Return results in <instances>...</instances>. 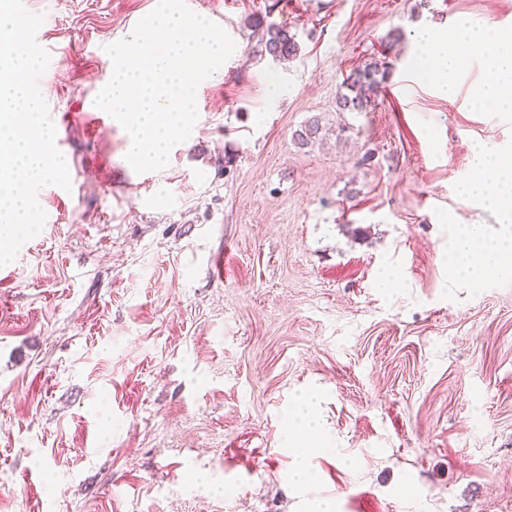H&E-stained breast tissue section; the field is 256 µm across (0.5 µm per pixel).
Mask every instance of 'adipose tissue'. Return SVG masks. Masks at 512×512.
<instances>
[{
	"label": "adipose tissue",
	"instance_id": "1",
	"mask_svg": "<svg viewBox=\"0 0 512 512\" xmlns=\"http://www.w3.org/2000/svg\"><path fill=\"white\" fill-rule=\"evenodd\" d=\"M420 59L430 64L431 77L448 94L455 79L473 56L485 59V74L476 91L479 108L512 112V31H496L468 25L453 36L424 29L418 34ZM474 177L464 187L469 198L498 212L503 223L512 224V156L476 149ZM451 269L455 277L477 284L490 278H512V234H496L481 224L459 225L450 245ZM313 427L309 415L290 413L289 431L297 459L292 479L302 483L309 476L307 459L312 454L309 438Z\"/></svg>",
	"mask_w": 512,
	"mask_h": 512
}]
</instances>
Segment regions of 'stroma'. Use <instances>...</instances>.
I'll return each instance as SVG.
<instances>
[{
  "mask_svg": "<svg viewBox=\"0 0 512 512\" xmlns=\"http://www.w3.org/2000/svg\"><path fill=\"white\" fill-rule=\"evenodd\" d=\"M186 3L235 50L169 165L139 173L94 104L99 48L157 0H26L74 193L40 189L49 220L0 267V512H512V278L448 263L458 225L500 226L461 188L474 148L512 155V112L474 106L478 58L441 95L416 40L512 28V0ZM266 9L294 59L256 57ZM374 60L375 108L341 111ZM309 391L320 448L297 486ZM377 61L366 63L354 69L345 79L339 97L342 110L349 112H365L372 103V98L381 92L382 85L388 77V69ZM311 419L308 414L290 412L289 413V433H291L290 443L297 445L291 447L293 455L297 462L292 474V480L295 483H303L309 476L307 459L316 449L312 447V442L307 433L317 432L316 427L311 425Z\"/></svg>",
  "mask_w": 512,
  "mask_h": 512,
  "instance_id": "1",
  "label": "stroma"
}]
</instances>
